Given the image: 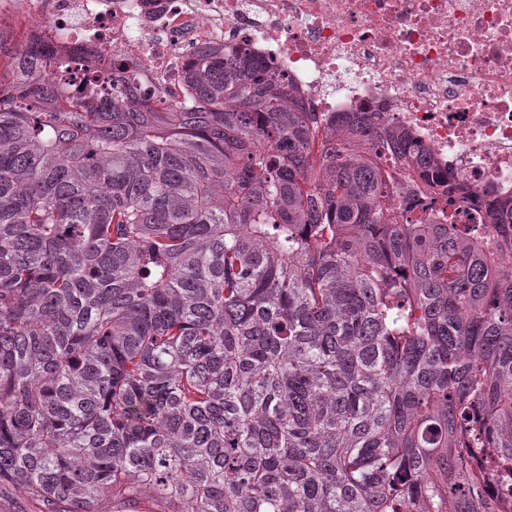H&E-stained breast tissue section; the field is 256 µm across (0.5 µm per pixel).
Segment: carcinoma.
Masks as SVG:
<instances>
[{
  "label": "carcinoma",
  "instance_id": "cac0c4a2",
  "mask_svg": "<svg viewBox=\"0 0 512 512\" xmlns=\"http://www.w3.org/2000/svg\"><path fill=\"white\" fill-rule=\"evenodd\" d=\"M54 65L31 42L0 69V494L491 512L488 475L512 496V273L485 224L405 221V138L320 137L220 46L184 111L61 95Z\"/></svg>",
  "mask_w": 512,
  "mask_h": 512
}]
</instances>
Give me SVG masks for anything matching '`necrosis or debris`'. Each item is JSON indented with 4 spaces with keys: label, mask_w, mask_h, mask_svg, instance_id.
<instances>
[{
    "label": "necrosis or debris",
    "mask_w": 512,
    "mask_h": 512,
    "mask_svg": "<svg viewBox=\"0 0 512 512\" xmlns=\"http://www.w3.org/2000/svg\"><path fill=\"white\" fill-rule=\"evenodd\" d=\"M38 39L58 88L192 106L185 70L227 45L272 66L319 128L361 114L418 148L397 204L458 223L512 199V0H0V43Z\"/></svg>",
    "instance_id": "obj_1"
}]
</instances>
